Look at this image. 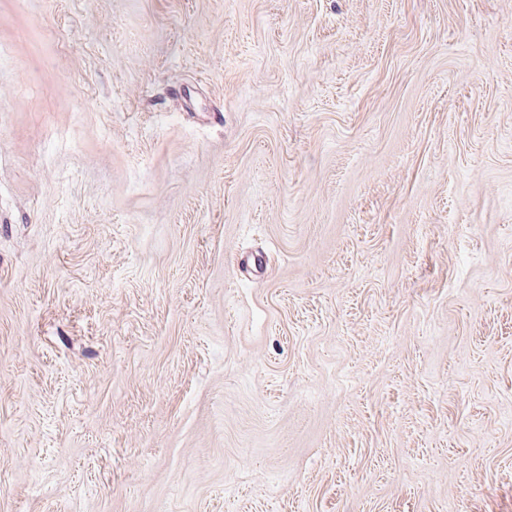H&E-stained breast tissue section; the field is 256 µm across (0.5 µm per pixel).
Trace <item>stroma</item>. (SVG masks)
Returning <instances> with one entry per match:
<instances>
[{
  "mask_svg": "<svg viewBox=\"0 0 512 512\" xmlns=\"http://www.w3.org/2000/svg\"><path fill=\"white\" fill-rule=\"evenodd\" d=\"M0 512H512V0H0Z\"/></svg>",
  "mask_w": 512,
  "mask_h": 512,
  "instance_id": "1",
  "label": "stroma"
}]
</instances>
